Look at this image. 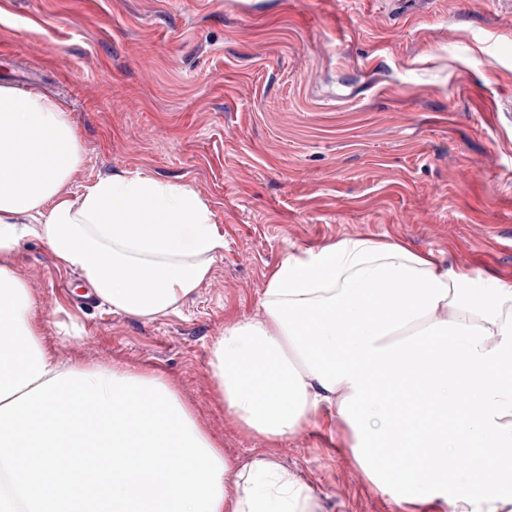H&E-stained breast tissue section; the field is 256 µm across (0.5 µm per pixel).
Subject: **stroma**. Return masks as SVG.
<instances>
[{
	"mask_svg": "<svg viewBox=\"0 0 512 512\" xmlns=\"http://www.w3.org/2000/svg\"><path fill=\"white\" fill-rule=\"evenodd\" d=\"M30 70L84 147L72 192L141 173L193 189L224 236L178 312L115 313L25 240L6 259L69 364L162 372L244 465L270 458L319 512H443L397 503L321 416L279 442L215 402L210 349L256 318L291 253L344 238L405 245L512 281V5L436 0H0V85Z\"/></svg>",
	"mask_w": 512,
	"mask_h": 512,
	"instance_id": "stroma-1",
	"label": "stroma"
}]
</instances>
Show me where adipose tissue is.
<instances>
[{"instance_id": "ef3b65f1", "label": "adipose tissue", "mask_w": 512, "mask_h": 512, "mask_svg": "<svg viewBox=\"0 0 512 512\" xmlns=\"http://www.w3.org/2000/svg\"><path fill=\"white\" fill-rule=\"evenodd\" d=\"M82 164L54 98L0 86V512H317L311 487L276 462L230 464L163 373L75 366L45 346L3 262L23 240L141 318L178 311L224 248L191 188L116 175L76 195ZM261 307L210 350L239 424L276 442L327 413L397 502L512 505V283L345 238L288 254ZM59 447L73 448L68 464Z\"/></svg>"}]
</instances>
